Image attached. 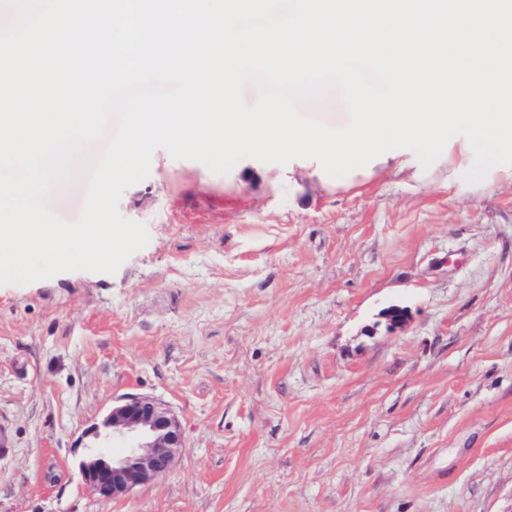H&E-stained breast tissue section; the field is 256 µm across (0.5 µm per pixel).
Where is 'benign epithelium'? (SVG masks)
I'll return each instance as SVG.
<instances>
[{
  "label": "benign epithelium",
  "mask_w": 512,
  "mask_h": 512,
  "mask_svg": "<svg viewBox=\"0 0 512 512\" xmlns=\"http://www.w3.org/2000/svg\"><path fill=\"white\" fill-rule=\"evenodd\" d=\"M79 471L98 497L117 499L166 474L183 447L181 424L165 404L130 395L112 404L102 425L89 428ZM123 443L119 452L108 441Z\"/></svg>",
  "instance_id": "obj_1"
}]
</instances>
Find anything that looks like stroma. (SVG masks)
Here are the masks:
<instances>
[{
	"mask_svg": "<svg viewBox=\"0 0 512 512\" xmlns=\"http://www.w3.org/2000/svg\"><path fill=\"white\" fill-rule=\"evenodd\" d=\"M119 211L149 242L116 273L0 284V512H512L511 181L334 191L159 149ZM129 394L184 446L105 500L78 445Z\"/></svg>",
	"mask_w": 512,
	"mask_h": 512,
	"instance_id": "stroma-1",
	"label": "stroma"
}]
</instances>
